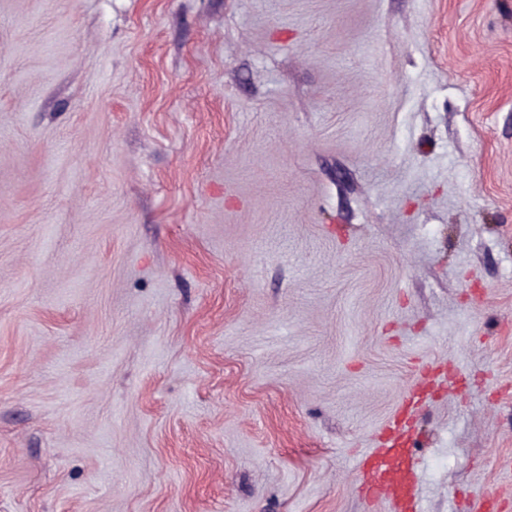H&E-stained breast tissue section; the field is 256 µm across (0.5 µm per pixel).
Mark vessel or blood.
Returning a JSON list of instances; mask_svg holds the SVG:
<instances>
[{"label": "vessel or blood", "instance_id": "obj_1", "mask_svg": "<svg viewBox=\"0 0 512 512\" xmlns=\"http://www.w3.org/2000/svg\"><path fill=\"white\" fill-rule=\"evenodd\" d=\"M381 445L363 464L365 496L392 504L395 512H415V469L412 453L391 430L380 435Z\"/></svg>", "mask_w": 512, "mask_h": 512}]
</instances>
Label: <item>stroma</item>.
Here are the masks:
<instances>
[{
    "label": "stroma",
    "instance_id": "stroma-1",
    "mask_svg": "<svg viewBox=\"0 0 512 512\" xmlns=\"http://www.w3.org/2000/svg\"><path fill=\"white\" fill-rule=\"evenodd\" d=\"M512 512V0H0V512ZM380 442L362 467L365 496L387 501L396 511L422 512L416 508L411 448H405L389 427L381 433Z\"/></svg>",
    "mask_w": 512,
    "mask_h": 512
}]
</instances>
